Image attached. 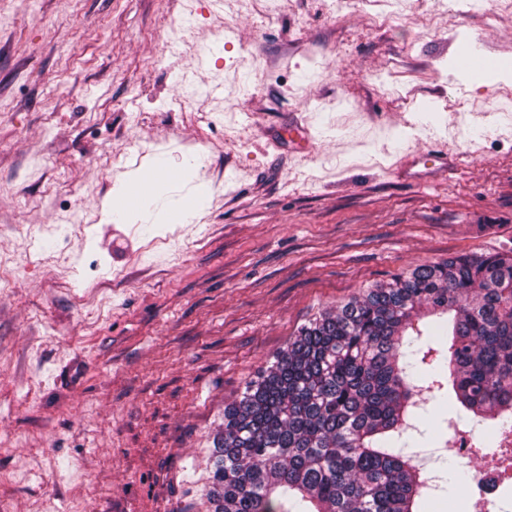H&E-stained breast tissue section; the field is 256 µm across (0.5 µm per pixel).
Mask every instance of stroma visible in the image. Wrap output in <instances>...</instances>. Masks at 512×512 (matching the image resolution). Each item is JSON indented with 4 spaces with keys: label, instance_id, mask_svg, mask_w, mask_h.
<instances>
[{
    "label": "stroma",
    "instance_id": "35a3bbf8",
    "mask_svg": "<svg viewBox=\"0 0 512 512\" xmlns=\"http://www.w3.org/2000/svg\"><path fill=\"white\" fill-rule=\"evenodd\" d=\"M475 35L512 66V0H0V512H206L225 405L302 326L512 255ZM452 416L427 463L473 470Z\"/></svg>",
    "mask_w": 512,
    "mask_h": 512
}]
</instances>
